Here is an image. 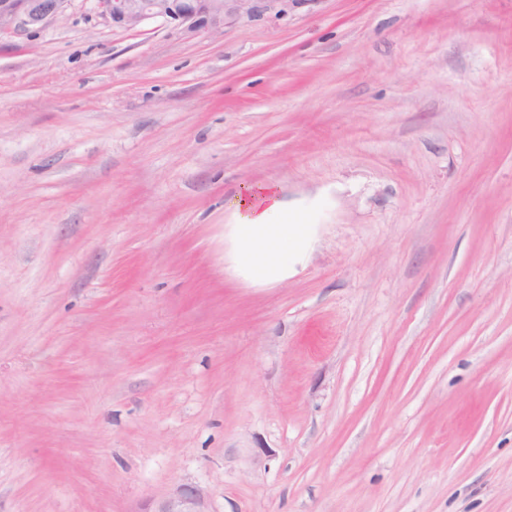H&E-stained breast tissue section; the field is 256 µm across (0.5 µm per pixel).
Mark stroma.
Instances as JSON below:
<instances>
[{
	"label": "stroma",
	"instance_id": "obj_1",
	"mask_svg": "<svg viewBox=\"0 0 512 512\" xmlns=\"http://www.w3.org/2000/svg\"><path fill=\"white\" fill-rule=\"evenodd\" d=\"M303 234L263 282L227 201ZM512 512V0L0 32V512ZM203 503V491L187 485L162 501L155 512H205Z\"/></svg>",
	"mask_w": 512,
	"mask_h": 512
}]
</instances>
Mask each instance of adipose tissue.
Here are the masks:
<instances>
[{"mask_svg": "<svg viewBox=\"0 0 512 512\" xmlns=\"http://www.w3.org/2000/svg\"><path fill=\"white\" fill-rule=\"evenodd\" d=\"M237 218L236 243L239 258L252 277L268 278L278 271L302 230L296 221L271 223L272 215L281 213L282 203L275 187L246 185L228 201Z\"/></svg>", "mask_w": 512, "mask_h": 512, "instance_id": "adipose-tissue-1", "label": "adipose tissue"}]
</instances>
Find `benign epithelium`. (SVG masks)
Here are the masks:
<instances>
[{
	"mask_svg": "<svg viewBox=\"0 0 512 512\" xmlns=\"http://www.w3.org/2000/svg\"><path fill=\"white\" fill-rule=\"evenodd\" d=\"M69 0H0V31L12 26L39 29L64 15ZM98 15L116 28L133 29L161 18L188 35L224 28L226 21L256 11L255 0H93ZM203 491L184 486L154 512H204Z\"/></svg>",
	"mask_w": 512,
	"mask_h": 512,
	"instance_id": "obj_1",
	"label": "benign epithelium"
}]
</instances>
